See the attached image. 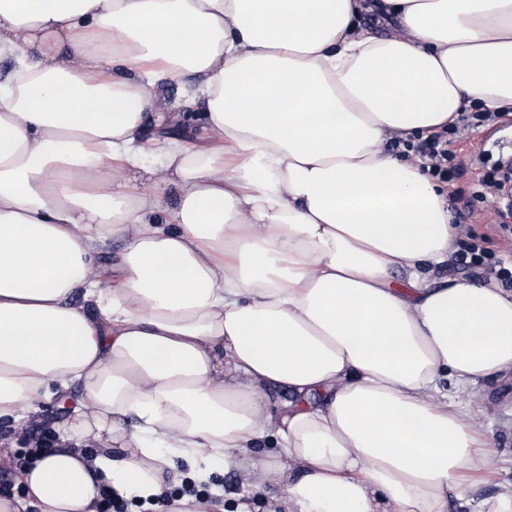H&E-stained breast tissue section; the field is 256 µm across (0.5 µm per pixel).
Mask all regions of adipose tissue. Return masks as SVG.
I'll use <instances>...</instances> for the list:
<instances>
[{
    "label": "adipose tissue",
    "instance_id": "obj_1",
    "mask_svg": "<svg viewBox=\"0 0 512 512\" xmlns=\"http://www.w3.org/2000/svg\"><path fill=\"white\" fill-rule=\"evenodd\" d=\"M2 57L0 420L79 395L0 512L149 507L179 460L448 512L492 455L447 387L512 373V291L446 275L444 200L382 145L512 110V0H0Z\"/></svg>",
    "mask_w": 512,
    "mask_h": 512
}]
</instances>
